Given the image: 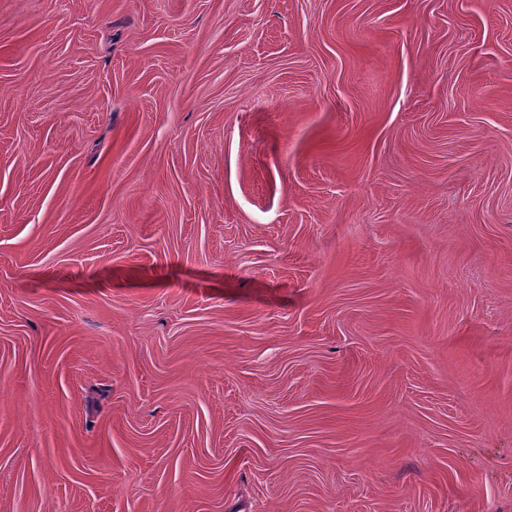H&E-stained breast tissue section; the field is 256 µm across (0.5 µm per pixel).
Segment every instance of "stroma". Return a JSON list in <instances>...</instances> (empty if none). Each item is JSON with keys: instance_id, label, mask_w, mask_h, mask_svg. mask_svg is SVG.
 I'll list each match as a JSON object with an SVG mask.
<instances>
[{"instance_id": "obj_1", "label": "stroma", "mask_w": 512, "mask_h": 512, "mask_svg": "<svg viewBox=\"0 0 512 512\" xmlns=\"http://www.w3.org/2000/svg\"><path fill=\"white\" fill-rule=\"evenodd\" d=\"M0 512H512V0H0Z\"/></svg>"}]
</instances>
